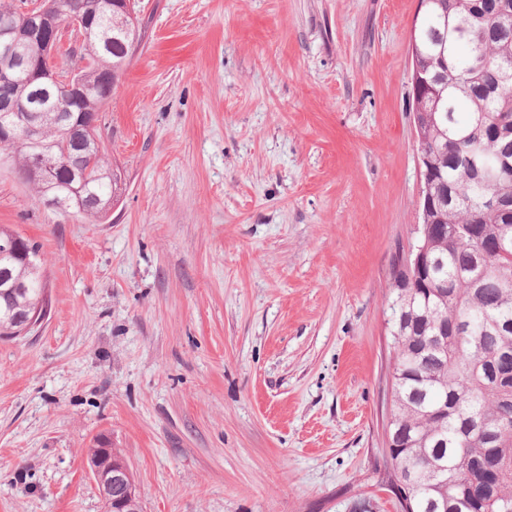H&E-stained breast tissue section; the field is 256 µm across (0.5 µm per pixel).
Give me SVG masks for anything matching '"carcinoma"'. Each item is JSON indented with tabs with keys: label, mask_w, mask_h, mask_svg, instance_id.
Masks as SVG:
<instances>
[{
	"label": "carcinoma",
	"mask_w": 512,
	"mask_h": 512,
	"mask_svg": "<svg viewBox=\"0 0 512 512\" xmlns=\"http://www.w3.org/2000/svg\"><path fill=\"white\" fill-rule=\"evenodd\" d=\"M98 2V20L80 71L84 96L74 113L101 108L112 84L130 65L127 31L139 22ZM112 50L103 52L102 47ZM413 67L431 79L413 96L424 114L428 162L437 200L421 215L429 226V263L405 287L401 260L392 266L391 337L393 409L388 428L396 469L411 485L413 512H512V249L494 251L512 234V0H428L411 46ZM21 101L25 76L5 86ZM54 90L38 113L36 142L20 136L0 150L18 155V171L41 153L87 175L85 195L108 200L111 167L100 142L72 147L69 127L53 111ZM42 199L60 200L65 214L105 219L97 207L79 208L70 182L25 178ZM0 337L20 330L29 310L46 300L47 287L20 256L0 257Z\"/></svg>",
	"instance_id": "carcinoma-1"
}]
</instances>
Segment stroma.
Listing matches in <instances>:
<instances>
[{
    "label": "stroma",
    "mask_w": 512,
    "mask_h": 512,
    "mask_svg": "<svg viewBox=\"0 0 512 512\" xmlns=\"http://www.w3.org/2000/svg\"><path fill=\"white\" fill-rule=\"evenodd\" d=\"M103 106L108 218L35 201L0 152V224L48 269L0 339V512H399L390 274L420 222L419 0H137ZM89 474L96 485L112 497L113 488H123L122 494L112 497L108 502L107 512H141L137 488L133 483L128 464L116 451V448H97L96 452L86 458Z\"/></svg>",
    "instance_id": "stroma-1"
}]
</instances>
